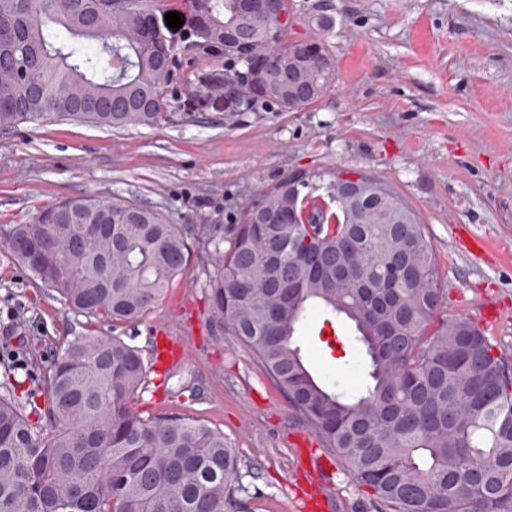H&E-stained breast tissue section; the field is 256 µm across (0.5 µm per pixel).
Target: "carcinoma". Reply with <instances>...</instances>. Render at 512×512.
Instances as JSON below:
<instances>
[{"instance_id":"obj_1","label":"carcinoma","mask_w":512,"mask_h":512,"mask_svg":"<svg viewBox=\"0 0 512 512\" xmlns=\"http://www.w3.org/2000/svg\"><path fill=\"white\" fill-rule=\"evenodd\" d=\"M0 0V130L66 117L103 129L153 126L179 89L198 97L199 61L234 58L235 72L288 61L291 0H192L183 50L166 33L167 0ZM301 78L275 66L261 85L239 78L237 101L285 110L330 91L335 65ZM293 187L295 224H254L288 211V180L244 214L232 237L173 224L119 198L73 197L10 224L0 245L61 304L88 318L133 323L187 266L197 242L212 268L211 321L248 348L352 478L394 512H512V361L466 318L428 331L446 295L427 225L401 202L372 196L352 212L336 195ZM228 247H223V244ZM343 315L370 359L371 384L347 398L308 369L294 342L308 310ZM147 366L117 336H78L38 375L31 422L0 393V512H246L238 461L224 432L130 405Z\"/></svg>"}]
</instances>
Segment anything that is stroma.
<instances>
[{
    "instance_id": "stroma-1",
    "label": "stroma",
    "mask_w": 512,
    "mask_h": 512,
    "mask_svg": "<svg viewBox=\"0 0 512 512\" xmlns=\"http://www.w3.org/2000/svg\"><path fill=\"white\" fill-rule=\"evenodd\" d=\"M294 37L324 34L333 90L297 111H235L221 96L180 94L169 119L104 130L58 118L0 132V225L27 224L68 197H120L174 223L232 231L263 193L301 171L365 172L390 183L427 224L448 294L437 316L477 324L512 356V0H293ZM325 14L332 25L319 31ZM189 265L149 314L110 325L68 309L0 246V382L24 388L57 347L114 334L154 360L168 328L188 351L154 367L131 401L223 431L239 459L250 512H297L306 487L296 444L308 435L250 351L210 320ZM296 342L312 374L347 396L368 382V358L344 318L315 311ZM337 512H373L372 491L333 459Z\"/></svg>"
}]
</instances>
